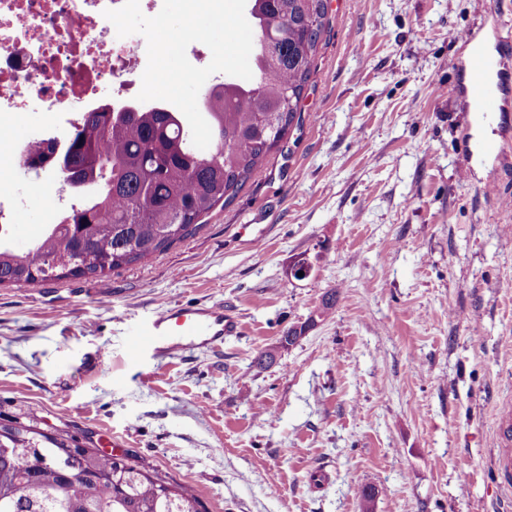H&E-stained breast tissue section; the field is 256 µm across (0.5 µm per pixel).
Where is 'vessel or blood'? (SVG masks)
Instances as JSON below:
<instances>
[{
    "mask_svg": "<svg viewBox=\"0 0 512 512\" xmlns=\"http://www.w3.org/2000/svg\"><path fill=\"white\" fill-rule=\"evenodd\" d=\"M472 50L465 64L469 76L465 89L466 104L491 115L499 112L512 81L508 80L498 57L474 48L472 34H463ZM238 327L223 305L175 304L152 313L136 332L135 352L151 351L174 356L198 348L217 349ZM497 456L495 468L503 478L512 477V415L503 414L495 431Z\"/></svg>",
    "mask_w": 512,
    "mask_h": 512,
    "instance_id": "1",
    "label": "vessel or blood"
}]
</instances>
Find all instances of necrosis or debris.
<instances>
[{
  "label": "necrosis or debris",
  "instance_id": "obj_1",
  "mask_svg": "<svg viewBox=\"0 0 512 512\" xmlns=\"http://www.w3.org/2000/svg\"><path fill=\"white\" fill-rule=\"evenodd\" d=\"M124 0H0V124L28 108L67 127L102 103L103 90L140 89L146 42L117 39L105 17Z\"/></svg>",
  "mask_w": 512,
  "mask_h": 512
}]
</instances>
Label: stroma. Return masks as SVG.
I'll list each match as a JSON object with an SVG mask.
<instances>
[{
    "label": "stroma",
    "mask_w": 512,
    "mask_h": 512,
    "mask_svg": "<svg viewBox=\"0 0 512 512\" xmlns=\"http://www.w3.org/2000/svg\"><path fill=\"white\" fill-rule=\"evenodd\" d=\"M301 122L236 197L100 278L0 286V420L112 451L206 512H499L512 405V105L461 98L474 32L512 50V0H326ZM502 144L496 159L481 141ZM496 193H488L487 183ZM25 250L74 200L15 173ZM312 265L291 275L299 258ZM112 290L101 305L92 288ZM336 306L315 313L326 294ZM217 302L222 348L134 356L156 310ZM291 327L303 333L278 346ZM274 350L268 368L255 358ZM469 459L461 477L460 459ZM497 456L495 468L503 476L507 489L510 491V476L512 477V415L505 412L495 431Z\"/></svg>",
    "instance_id": "obj_1"
}]
</instances>
